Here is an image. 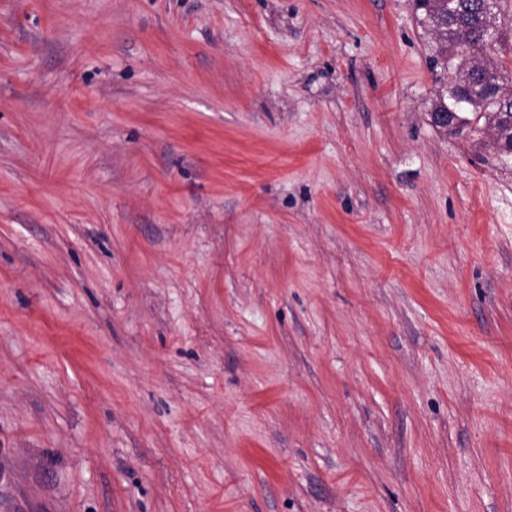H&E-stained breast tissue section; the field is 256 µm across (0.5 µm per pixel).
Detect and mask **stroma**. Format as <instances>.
<instances>
[{
	"mask_svg": "<svg viewBox=\"0 0 512 512\" xmlns=\"http://www.w3.org/2000/svg\"><path fill=\"white\" fill-rule=\"evenodd\" d=\"M415 0H0V512H512V156Z\"/></svg>",
	"mask_w": 512,
	"mask_h": 512,
	"instance_id": "obj_1",
	"label": "stroma"
}]
</instances>
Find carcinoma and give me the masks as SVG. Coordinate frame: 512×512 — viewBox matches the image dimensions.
<instances>
[{
  "label": "carcinoma",
  "mask_w": 512,
  "mask_h": 512,
  "mask_svg": "<svg viewBox=\"0 0 512 512\" xmlns=\"http://www.w3.org/2000/svg\"><path fill=\"white\" fill-rule=\"evenodd\" d=\"M425 13V22L434 26V13L440 12L442 24L434 30L437 51L433 58L435 66L455 75H464L471 85L482 81L481 72L474 66L473 53L487 54L505 47L503 28H498L495 38L488 37V18L484 12V0H446V3L432 5L431 0H418ZM467 89L458 88L453 94L443 96V102L452 111L463 117L467 131L482 128L485 112H511L512 97H503L496 92L484 95L480 102H466Z\"/></svg>",
  "instance_id": "carcinoma-1"
}]
</instances>
